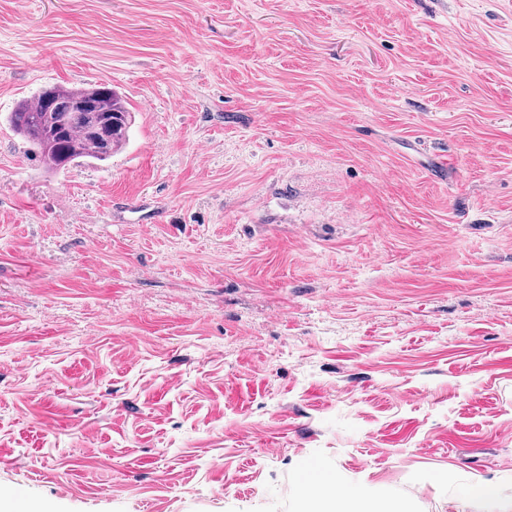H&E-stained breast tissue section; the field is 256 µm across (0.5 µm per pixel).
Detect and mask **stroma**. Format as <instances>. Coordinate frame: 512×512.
Masks as SVG:
<instances>
[{
    "label": "stroma",
    "mask_w": 512,
    "mask_h": 512,
    "mask_svg": "<svg viewBox=\"0 0 512 512\" xmlns=\"http://www.w3.org/2000/svg\"><path fill=\"white\" fill-rule=\"evenodd\" d=\"M108 83L105 161L6 122ZM512 496V0H0V493Z\"/></svg>",
    "instance_id": "35a3bbf8"
}]
</instances>
